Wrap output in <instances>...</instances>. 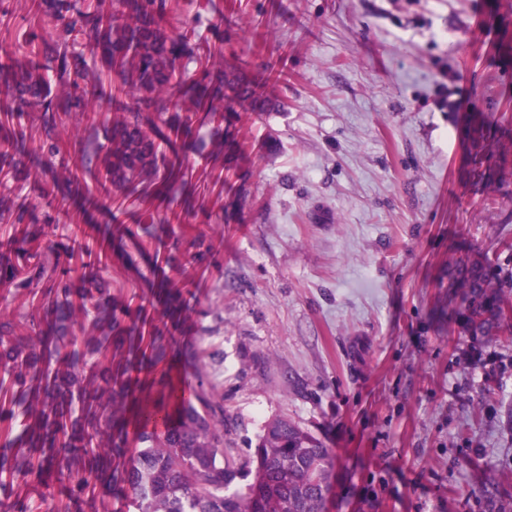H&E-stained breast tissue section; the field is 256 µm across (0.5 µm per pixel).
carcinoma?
Instances as JSON below:
<instances>
[{"mask_svg":"<svg viewBox=\"0 0 512 512\" xmlns=\"http://www.w3.org/2000/svg\"><path fill=\"white\" fill-rule=\"evenodd\" d=\"M164 10L165 0H116L114 8L96 0L93 10L77 13L68 24L84 35L93 64L82 51L45 41L41 52L54 63L56 79L39 65L0 66V162L8 163V148L26 139L21 116L36 112L45 134L40 150L52 164L60 153L61 115L101 108L82 82L102 84L114 75L120 84L104 116L105 142L88 143L80 167H94L120 190L178 180V166L159 165L164 156L153 112L171 113L165 125L185 137L192 134L194 114H210L225 123L224 137L214 143L224 152L243 116L267 111L269 101L232 66H219L206 75L208 81L183 87L184 35L163 25ZM22 271L10 257H0L1 282L28 287ZM448 287L461 299L468 330L499 335L509 315L504 289L511 282L492 281L482 258L467 256L448 263ZM47 293L56 294L38 300L47 330L0 336V414L12 416L18 407L26 422L24 447L0 455L1 490L16 476L46 464L68 467L79 458L86 475L75 480L73 494L85 493L87 477L97 475L127 488L135 512H327L336 456L320 438L278 418L265 425L248 458L237 463L224 457V403L204 379L188 389L165 373L156 396L144 401L122 379L121 363L103 368L98 381L84 378L74 371L77 352L66 351L64 343H77L74 328L85 331L84 320L91 319L93 335L85 340L98 353L112 349V334L124 333L132 354L140 349V328L121 327L91 289L74 287L68 270ZM148 348L150 360L161 361L166 345L155 330ZM75 399L82 403L78 415L63 408ZM130 434L141 447H127Z\"/></svg>","mask_w":512,"mask_h":512,"instance_id":"1","label":"carcinoma"}]
</instances>
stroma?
<instances>
[{
  "label": "stroma",
  "instance_id": "35a3bbf8",
  "mask_svg": "<svg viewBox=\"0 0 512 512\" xmlns=\"http://www.w3.org/2000/svg\"><path fill=\"white\" fill-rule=\"evenodd\" d=\"M39 0H0V63L48 66ZM195 49L244 64L272 107L245 116L239 149L216 125L179 148L186 176L150 204L84 174L73 199L42 162L36 113L0 169V193L49 225L46 264L88 268L112 314L167 343L157 371L224 399V450L252 454L265 424L292 420L336 454L329 512H512V332L474 336L449 261L512 275V156L484 197L471 145L512 147V0H167ZM465 99L463 110L452 109ZM98 112L63 116L58 160L81 157ZM26 174L15 181V170ZM30 334L29 290L0 283V310ZM44 467L0 493V512H133L126 490L73 497Z\"/></svg>",
  "mask_w": 512,
  "mask_h": 512
}]
</instances>
